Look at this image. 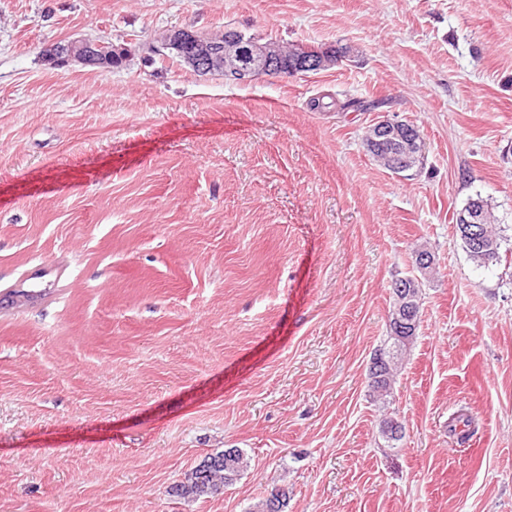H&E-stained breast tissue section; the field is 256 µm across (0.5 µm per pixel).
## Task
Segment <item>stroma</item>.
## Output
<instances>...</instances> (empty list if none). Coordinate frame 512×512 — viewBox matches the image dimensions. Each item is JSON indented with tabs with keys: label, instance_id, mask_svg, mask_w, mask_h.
Instances as JSON below:
<instances>
[{
	"label": "stroma",
	"instance_id": "35a3bbf8",
	"mask_svg": "<svg viewBox=\"0 0 512 512\" xmlns=\"http://www.w3.org/2000/svg\"><path fill=\"white\" fill-rule=\"evenodd\" d=\"M174 27L345 57L236 84L152 53ZM81 38L125 66H44ZM386 118L420 129L421 168L373 161ZM476 195L489 267L455 232ZM420 244L437 273L383 406L368 367ZM35 285L0 308V512H251L279 488L285 512H512V0H0V294ZM228 448L250 465L222 493L174 494ZM473 204H478L479 208L483 210L485 224H482V211L479 208H470L469 210L462 211L456 218V225L460 224V233L464 236H468L474 244H478L480 239L478 237V229L475 227L476 224L480 225L481 235L484 242V249L473 248L466 238L459 235L467 253L471 260H473L478 266L488 267L490 265L497 264L500 261V239L494 227V216L491 208L489 207L486 200L482 197L477 196L468 200L467 205L464 209H468ZM497 257L494 259V255Z\"/></svg>",
	"mask_w": 512,
	"mask_h": 512
}]
</instances>
